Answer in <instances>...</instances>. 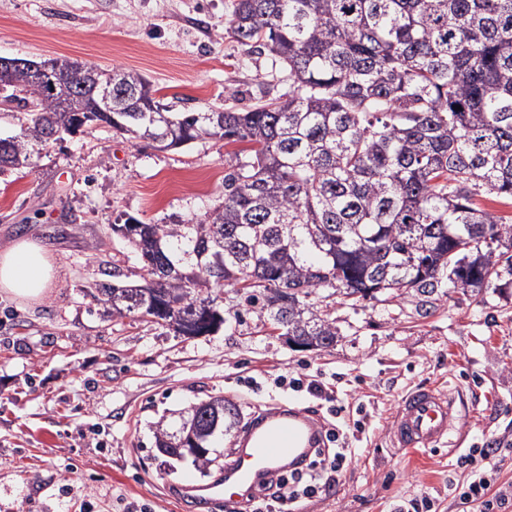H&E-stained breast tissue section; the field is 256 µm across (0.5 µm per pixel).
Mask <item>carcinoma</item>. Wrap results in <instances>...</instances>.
<instances>
[{
    "instance_id": "obj_1",
    "label": "carcinoma",
    "mask_w": 512,
    "mask_h": 512,
    "mask_svg": "<svg viewBox=\"0 0 512 512\" xmlns=\"http://www.w3.org/2000/svg\"><path fill=\"white\" fill-rule=\"evenodd\" d=\"M234 37L288 70V92L248 108L172 112L133 70L111 77L129 92L97 111L91 89L60 94L9 75V103L30 122L0 138V168L38 152L89 114L120 134L181 147L205 139L250 144L226 159L224 198L173 224L112 225L146 272L95 287L112 316L159 317L177 336L217 330L192 310L226 286L305 350L336 344V320L312 297L353 300L402 288L426 298L446 282L512 288V0H235ZM461 109H456V106ZM178 307L170 306V292ZM186 422L241 419L221 397Z\"/></svg>"
}]
</instances>
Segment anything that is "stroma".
<instances>
[{"mask_svg": "<svg viewBox=\"0 0 512 512\" xmlns=\"http://www.w3.org/2000/svg\"><path fill=\"white\" fill-rule=\"evenodd\" d=\"M234 0H0V56L66 57L143 74L173 111L244 108L288 89V72L227 30ZM242 143L220 139L160 150L106 124L46 146L25 168L0 171V250L39 243L59 268L48 296L0 294V512H225L180 500L188 484L219 478L227 454L265 410L285 405L348 435L352 459L303 512H395L429 497L463 512L455 485L472 448H496L498 484H512V288H459L433 303L405 296L315 298L341 330L326 351H301L243 297L229 327L195 338L142 318H115L96 284L143 271L113 225L170 224L224 196V161ZM330 390L310 394V380ZM452 391L462 419L451 445L411 453L389 438L414 387ZM212 396L242 417L202 469L158 453L155 435ZM341 408L333 416V408Z\"/></svg>", "mask_w": 512, "mask_h": 512, "instance_id": "obj_1", "label": "stroma"}]
</instances>
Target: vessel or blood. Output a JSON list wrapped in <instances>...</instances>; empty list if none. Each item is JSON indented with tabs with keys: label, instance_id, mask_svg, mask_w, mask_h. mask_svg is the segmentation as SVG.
Wrapping results in <instances>:
<instances>
[{
	"label": "vessel or blood",
	"instance_id": "obj_1",
	"mask_svg": "<svg viewBox=\"0 0 512 512\" xmlns=\"http://www.w3.org/2000/svg\"><path fill=\"white\" fill-rule=\"evenodd\" d=\"M459 421L456 399L437 385L414 389L400 403L392 421L393 443L402 450H427L449 441ZM320 430L298 412L266 416L232 449L223 477L205 485L185 486L186 496L223 502L226 512H240L264 491L267 482L311 459Z\"/></svg>",
	"mask_w": 512,
	"mask_h": 512
}]
</instances>
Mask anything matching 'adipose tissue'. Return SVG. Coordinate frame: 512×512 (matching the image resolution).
Listing matches in <instances>:
<instances>
[{
	"mask_svg": "<svg viewBox=\"0 0 512 512\" xmlns=\"http://www.w3.org/2000/svg\"><path fill=\"white\" fill-rule=\"evenodd\" d=\"M56 277L47 251L29 240L0 250V292L23 301L43 300Z\"/></svg>",
	"mask_w": 512,
	"mask_h": 512,
	"instance_id": "ef3b65f1",
	"label": "adipose tissue"
}]
</instances>
